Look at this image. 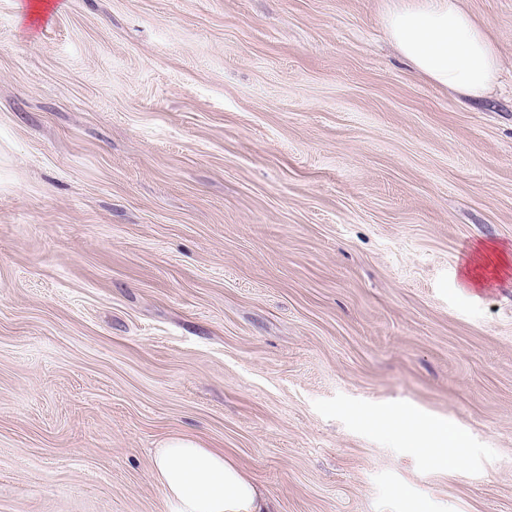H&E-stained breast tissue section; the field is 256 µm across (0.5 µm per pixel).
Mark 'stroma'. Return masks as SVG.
I'll use <instances>...</instances> for the list:
<instances>
[{"instance_id": "1", "label": "stroma", "mask_w": 512, "mask_h": 512, "mask_svg": "<svg viewBox=\"0 0 512 512\" xmlns=\"http://www.w3.org/2000/svg\"><path fill=\"white\" fill-rule=\"evenodd\" d=\"M0 0V512H168L223 449L277 512H512V0L472 102L390 0ZM448 423L464 470L417 429Z\"/></svg>"}]
</instances>
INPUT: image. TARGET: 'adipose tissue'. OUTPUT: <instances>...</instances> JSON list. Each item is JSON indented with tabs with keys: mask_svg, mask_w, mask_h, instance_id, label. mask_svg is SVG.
I'll use <instances>...</instances> for the list:
<instances>
[{
	"mask_svg": "<svg viewBox=\"0 0 512 512\" xmlns=\"http://www.w3.org/2000/svg\"><path fill=\"white\" fill-rule=\"evenodd\" d=\"M385 26L401 55L436 85L479 98L499 78L495 42L459 0H395ZM152 464L169 512H272L246 471L191 436L164 439Z\"/></svg>",
	"mask_w": 512,
	"mask_h": 512,
	"instance_id": "ef3b65f1",
	"label": "adipose tissue"
}]
</instances>
